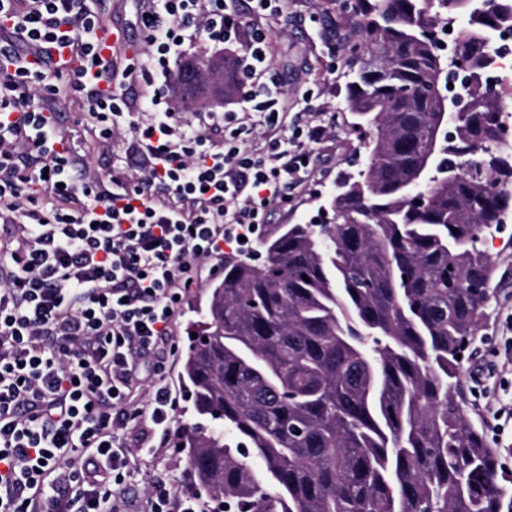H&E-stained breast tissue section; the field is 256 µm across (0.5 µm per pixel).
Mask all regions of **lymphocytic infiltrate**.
<instances>
[{"instance_id":"1","label":"lymphocytic infiltrate","mask_w":512,"mask_h":512,"mask_svg":"<svg viewBox=\"0 0 512 512\" xmlns=\"http://www.w3.org/2000/svg\"><path fill=\"white\" fill-rule=\"evenodd\" d=\"M291 8L136 0L130 57L111 0H0V224L21 227L0 237V512H120L123 430L174 422L159 350L181 296L252 249L328 136L288 116L266 19ZM209 83L233 97L197 108ZM70 94L139 170L91 169L58 126Z\"/></svg>"}]
</instances>
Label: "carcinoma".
Segmentation results:
<instances>
[{
  "mask_svg": "<svg viewBox=\"0 0 512 512\" xmlns=\"http://www.w3.org/2000/svg\"><path fill=\"white\" fill-rule=\"evenodd\" d=\"M348 110L367 126L331 221L290 224L261 260L224 258L181 379L195 485L227 512H512V472L456 388L495 264L481 235L512 213V142L485 75L512 0H352ZM462 15L477 109L445 123L442 20ZM419 182L423 202L410 199Z\"/></svg>",
  "mask_w": 512,
  "mask_h": 512,
  "instance_id": "cac0c4a2",
  "label": "carcinoma"
}]
</instances>
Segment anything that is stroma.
<instances>
[{"label": "stroma", "mask_w": 512, "mask_h": 512, "mask_svg": "<svg viewBox=\"0 0 512 512\" xmlns=\"http://www.w3.org/2000/svg\"><path fill=\"white\" fill-rule=\"evenodd\" d=\"M344 0H301L296 14L276 25L275 61L284 77L289 98L312 91V104L323 110L333 139L317 150L311 179L289 188L287 200L271 215V227L310 224L328 208L336 183L349 173V159L365 154L364 134L354 126L345 108L346 72L349 53L333 31L351 24ZM479 245L490 254L496 275L488 292L489 301L480 326L465 354L462 371L464 409L470 421L483 430L487 443L505 468L512 470V427L499 428L492 409L512 402V373L497 371L498 351L512 339V216L493 234L483 235ZM215 275H202L182 302L181 316L173 328L174 351L168 356L167 384L180 390L189 322L204 318L208 288ZM175 436L159 447L136 453L122 494L123 512H149L152 495L164 489L174 494L189 492L193 471L185 451L176 448Z\"/></svg>", "instance_id": "1"}]
</instances>
